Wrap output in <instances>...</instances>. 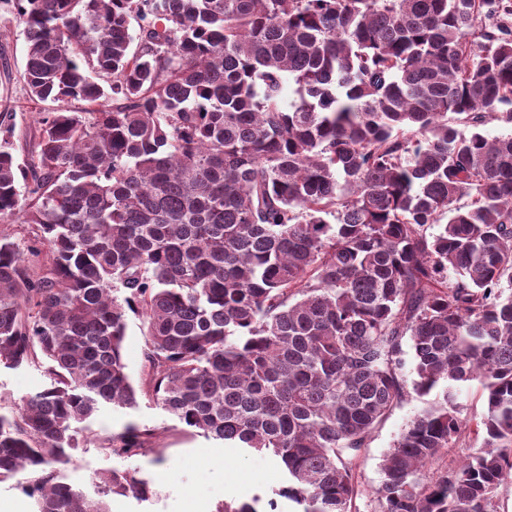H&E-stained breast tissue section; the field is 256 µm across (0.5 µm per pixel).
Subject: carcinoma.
<instances>
[{
  "label": "carcinoma",
  "mask_w": 512,
  "mask_h": 512,
  "mask_svg": "<svg viewBox=\"0 0 512 512\" xmlns=\"http://www.w3.org/2000/svg\"><path fill=\"white\" fill-rule=\"evenodd\" d=\"M13 2L29 93L56 108L24 166L0 119V223L28 225L21 243L0 228V367L50 383L0 413V478L24 476L37 512L148 500L126 471L89 497L53 469L102 407L145 397L277 457L297 512H357L354 461L414 394L373 512H497L512 133L486 126L512 123V0ZM470 382L475 421L455 403ZM466 431L481 448L438 466ZM149 436L129 425L107 449ZM145 330L141 316L129 313L127 333L123 344V357L127 371L135 386L139 385L144 366ZM456 403L459 406L460 417L463 419H479L485 411L481 391L475 382L459 388Z\"/></svg>",
  "instance_id": "obj_1"
}]
</instances>
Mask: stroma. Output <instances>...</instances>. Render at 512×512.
Returning <instances> with one entry per match:
<instances>
[{"label": "stroma", "mask_w": 512, "mask_h": 512, "mask_svg": "<svg viewBox=\"0 0 512 512\" xmlns=\"http://www.w3.org/2000/svg\"><path fill=\"white\" fill-rule=\"evenodd\" d=\"M25 41L12 0H0V115L14 117V145L18 160H26L35 142L38 112L44 104L30 100L22 79ZM49 383L43 370L0 369V406L21 405L25 396ZM412 397L396 407L373 431L367 448L356 460L354 482L359 512H372L375 491L382 481L380 463L411 417L421 408ZM154 431L155 451L117 457L108 453L111 436L127 425ZM120 469L149 480L154 491L146 502L132 495H110L109 512H216L224 500H257L259 512H268L273 490L282 481V466L269 453L243 454L225 450L221 441L186 428L147 399L135 409L103 408L86 425L79 448L69 463L57 466L58 481L95 494L98 477Z\"/></svg>", "instance_id": "stroma-1"}]
</instances>
